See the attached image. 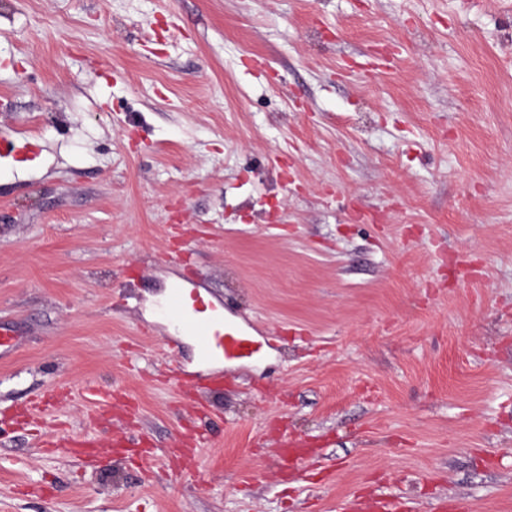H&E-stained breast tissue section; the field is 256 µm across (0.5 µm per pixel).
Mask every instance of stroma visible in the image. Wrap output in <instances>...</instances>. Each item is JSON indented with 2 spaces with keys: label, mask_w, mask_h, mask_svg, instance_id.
Returning a JSON list of instances; mask_svg holds the SVG:
<instances>
[{
  "label": "stroma",
  "mask_w": 512,
  "mask_h": 512,
  "mask_svg": "<svg viewBox=\"0 0 512 512\" xmlns=\"http://www.w3.org/2000/svg\"><path fill=\"white\" fill-rule=\"evenodd\" d=\"M2 321L0 512H512V0H0ZM184 297V288H171L166 304V313L173 318L178 326L195 337L198 344L200 366L223 359L224 352L230 348L248 349L250 340L233 334L234 330L229 320H227L228 332L226 333V317L224 322V316L214 314L207 323H200L188 316L183 306ZM126 444L131 446L133 444V440L130 438H125L122 433H116L112 436V441H110L107 445L100 443L98 441L92 442L89 440L79 441L75 438H57L50 437L46 438L43 441V447L46 448L49 452H62V453H85L91 450H95L96 448H100L103 452H109L113 448H126ZM102 447H111V448H102Z\"/></svg>",
  "instance_id": "35a3bbf8"
}]
</instances>
